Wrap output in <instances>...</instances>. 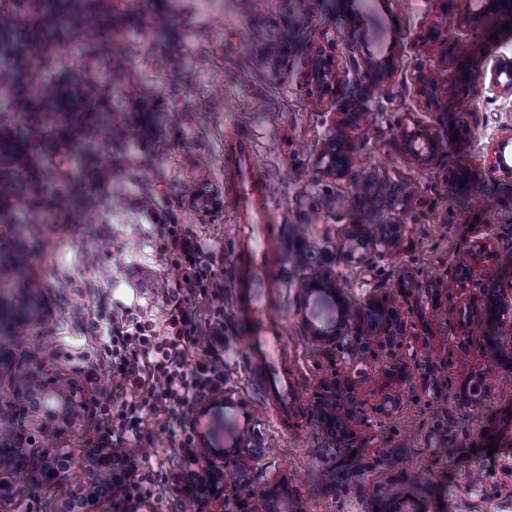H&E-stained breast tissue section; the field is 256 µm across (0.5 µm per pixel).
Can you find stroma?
Instances as JSON below:
<instances>
[{"label":"stroma","instance_id":"1","mask_svg":"<svg viewBox=\"0 0 512 512\" xmlns=\"http://www.w3.org/2000/svg\"><path fill=\"white\" fill-rule=\"evenodd\" d=\"M0 50L40 43L42 55L22 69L7 68L0 99L15 84L32 88L48 79L45 64L78 69L95 95L112 97L111 111L91 115L88 139L54 159L31 151L25 164L0 162V182L16 192L0 207V352L16 369L49 364L77 386L82 404L73 429L45 440L25 420L10 428L26 448L52 444L69 457L67 482L46 487L28 481L0 495V512H59L90 480L85 459L96 448H129L139 473L153 483L144 502L124 493L100 500L92 512H198L184 483L198 467L164 433L163 412L126 417L138 435L115 438L111 404L115 377L102 359L100 309L139 303L163 318L164 284L182 278L159 258L154 228L132 212L135 196H149L173 223L196 236L221 297L206 292L193 308L202 332H224V407L200 415L185 407L186 430L208 431L214 445L238 446L224 465V512H512V367L494 362L470 336L455 351L464 317L447 289L429 288L467 251L466 225L492 224L499 256L485 266L489 278L512 283V176L482 170L483 147L503 123L512 101L487 99L461 87L455 63L476 71L512 56V28L489 34L466 22L448 0H390L372 4L366 31L339 10L337 0H62L60 8L34 0H0ZM438 38L422 42L427 29ZM323 44L345 71L346 90L335 102L317 103L303 81L308 49ZM375 58H389L393 76L380 87L351 71L354 43ZM434 68L436 101L416 95L419 69ZM151 106L158 138L139 149L135 103ZM480 115L474 142L451 138L448 126L461 109ZM340 112L371 113L353 144V165L341 179L323 174L321 154L335 137ZM418 124L440 139L435 161L420 166L399 146V129ZM135 146L139 181L116 170L110 188L86 207L91 167L112 165V130ZM257 143L259 173L267 182L282 227L284 288L281 313L287 335L282 358L296 374L302 403L288 431L264 410V395L238 340L232 307L233 250L238 234L225 191L224 141ZM378 179L413 188L404 207L383 211V224L400 223L397 245H368L362 258L343 248L344 232L365 205L364 186ZM55 188L70 189L69 204L49 210ZM101 259L96 268L85 260ZM416 285L418 310L392 352L353 358L349 349L318 341L313 325L327 310L305 302L302 285L330 274L354 302L393 285L401 272ZM410 363L398 381L388 369ZM487 373L484 409L462 399V369ZM348 382L367 415L356 423L365 468L347 472L344 446L328 438L311 413L321 386ZM496 451H489V442Z\"/></svg>","mask_w":512,"mask_h":512}]
</instances>
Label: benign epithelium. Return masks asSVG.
Instances as JSON below:
<instances>
[{
	"mask_svg": "<svg viewBox=\"0 0 512 512\" xmlns=\"http://www.w3.org/2000/svg\"><path fill=\"white\" fill-rule=\"evenodd\" d=\"M461 5L465 18L480 24L488 33L494 32L504 17L512 19V0H454ZM343 12L363 24L367 17L362 9L363 0H340ZM309 70L305 76L309 92L318 101L336 97V89L342 82L339 71L333 70L332 60L318 46H312L309 52ZM353 68L363 72V77L372 85L386 84L392 70L389 59H375L368 54L352 60ZM481 86L490 99L512 97V59L500 57L489 73L481 74ZM416 92L426 100L437 96L439 82L431 68L421 69L415 78ZM359 112H340L336 115V125L346 132V136L333 139L327 146L324 173L336 178L343 177L353 164L351 136L360 127ZM480 123L476 112L459 114V139L467 142L472 138ZM400 145L404 153L421 165L430 164L437 156L439 139L436 133L426 129H406L400 134ZM485 167L488 171L501 172L512 176V124H503L499 132L485 146ZM408 192L397 184H389V190L379 199L371 200L370 206L376 210H394L406 201ZM470 238L468 253L448 268V278L437 277L429 281L433 288H446L467 312V321L462 325L463 335L473 334L477 328L487 337L488 346L496 351L506 344L512 346V282L509 288L473 287L474 281L482 277L483 265L497 258V239L489 224H468L465 230ZM368 243L367 232L363 229V220L351 224L345 232L344 247L352 254ZM411 280L403 273L391 288L382 290L377 296L362 304L350 301L345 289L330 279H315L304 285V297L314 298L336 307V320H332L314 331V336L326 344L346 337L354 342L365 340L366 350L375 346L380 350H390L399 345L401 337L407 333L405 314L412 309V289L404 286ZM30 379L39 382L32 390L14 392L18 408L29 418L31 424L40 427L45 435L55 434V430L38 421V415L45 418H60L67 426L75 423L77 412L74 410L76 389L49 375V369L43 365L34 371L26 372ZM323 390L332 394L335 402L331 404L318 400L317 404L324 412V427L331 435L344 441L348 448H362L349 430V425L357 417L365 415L364 405L355 402L350 395L351 387L333 381L323 385ZM201 458L210 478L209 489L200 495L193 489L191 499L210 506L207 512H222L224 488L219 483L224 480V449L212 447L209 433L197 434ZM57 452L53 448H39L30 459L20 458L17 465L0 467V483L3 477L13 478L15 474L30 466L40 476V482L46 486L59 484L67 479V470L55 464ZM91 481L70 499V506L61 512H84V504L99 495H104L121 485L124 472L116 469V460L110 448H98L90 457Z\"/></svg>",
	"mask_w": 512,
	"mask_h": 512,
	"instance_id": "obj_1",
	"label": "benign epithelium"
}]
</instances>
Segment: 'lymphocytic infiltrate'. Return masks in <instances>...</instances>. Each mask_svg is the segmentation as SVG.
I'll use <instances>...</instances> for the list:
<instances>
[{
	"instance_id": "1",
	"label": "lymphocytic infiltrate",
	"mask_w": 512,
	"mask_h": 512,
	"mask_svg": "<svg viewBox=\"0 0 512 512\" xmlns=\"http://www.w3.org/2000/svg\"><path fill=\"white\" fill-rule=\"evenodd\" d=\"M47 112H96L98 100L90 99L78 78L53 86L42 95ZM138 212L156 225L155 246L159 256L178 265L183 276L165 289L167 317L155 321L134 307L109 313L108 343L103 355L123 382L115 397L120 414L148 410L166 411L172 429L183 426L182 408L193 404L224 384V338L221 333L202 335L193 311L198 293L214 287V275L206 265L195 237L181 224L165 223L160 212L141 197ZM202 347L208 359L192 361L190 347Z\"/></svg>"
}]
</instances>
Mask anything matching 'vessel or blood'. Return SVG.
Here are the masks:
<instances>
[{"mask_svg": "<svg viewBox=\"0 0 512 512\" xmlns=\"http://www.w3.org/2000/svg\"><path fill=\"white\" fill-rule=\"evenodd\" d=\"M225 153L233 172L232 198L242 226L233 255L235 309L245 354L258 371L265 397L274 403L282 420L299 402L300 391L281 359L286 328L275 307L281 266L272 262L267 248L273 240L270 195L256 173L250 144H229Z\"/></svg>", "mask_w": 512, "mask_h": 512, "instance_id": "vessel-or-blood-1", "label": "vessel or blood"}]
</instances>
